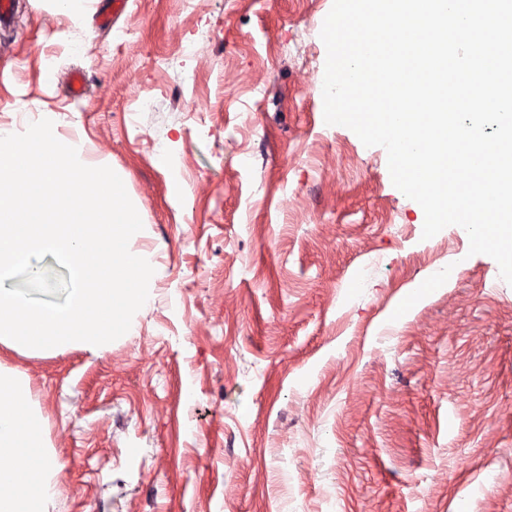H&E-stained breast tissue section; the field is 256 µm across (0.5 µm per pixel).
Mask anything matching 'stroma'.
Returning <instances> with one entry per match:
<instances>
[{"mask_svg":"<svg viewBox=\"0 0 512 512\" xmlns=\"http://www.w3.org/2000/svg\"><path fill=\"white\" fill-rule=\"evenodd\" d=\"M332 3L129 0L101 30L111 0H15L0 128L111 167L154 268L106 351L0 343L63 466L45 512H512V285L325 124Z\"/></svg>","mask_w":512,"mask_h":512,"instance_id":"stroma-1","label":"stroma"}]
</instances>
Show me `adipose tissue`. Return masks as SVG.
Segmentation results:
<instances>
[{"mask_svg": "<svg viewBox=\"0 0 512 512\" xmlns=\"http://www.w3.org/2000/svg\"><path fill=\"white\" fill-rule=\"evenodd\" d=\"M61 470L47 451L25 377L0 369V512H43Z\"/></svg>", "mask_w": 512, "mask_h": 512, "instance_id": "ef3b65f1", "label": "adipose tissue"}]
</instances>
